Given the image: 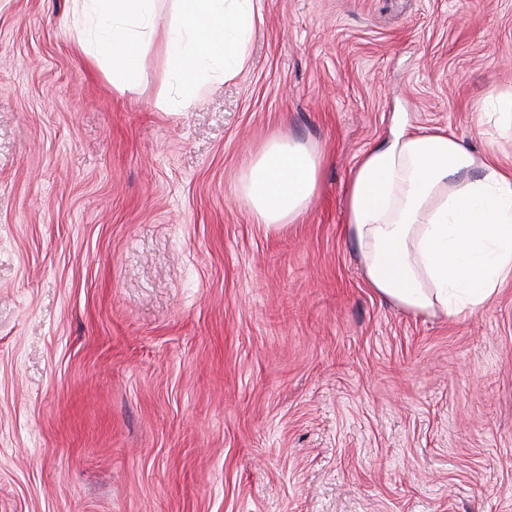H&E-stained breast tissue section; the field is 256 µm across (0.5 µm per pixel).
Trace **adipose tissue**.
<instances>
[{"label": "adipose tissue", "mask_w": 512, "mask_h": 512, "mask_svg": "<svg viewBox=\"0 0 512 512\" xmlns=\"http://www.w3.org/2000/svg\"><path fill=\"white\" fill-rule=\"evenodd\" d=\"M322 165L317 149L272 135L238 197L256 223H293L315 198ZM345 208L368 286L407 311L473 314L512 278V175L448 134L403 133L366 151Z\"/></svg>", "instance_id": "ef3b65f1"}]
</instances>
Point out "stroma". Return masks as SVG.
I'll use <instances>...</instances> for the list:
<instances>
[{"mask_svg": "<svg viewBox=\"0 0 512 512\" xmlns=\"http://www.w3.org/2000/svg\"><path fill=\"white\" fill-rule=\"evenodd\" d=\"M0 0V512H512V280L475 314L369 288L361 154L441 131L512 168V0H259L246 65L169 111ZM275 133L324 154L298 222L237 196Z\"/></svg>", "mask_w": 512, "mask_h": 512, "instance_id": "obj_1", "label": "stroma"}]
</instances>
